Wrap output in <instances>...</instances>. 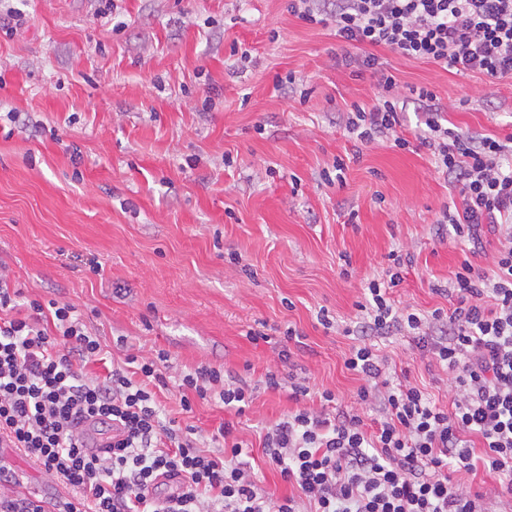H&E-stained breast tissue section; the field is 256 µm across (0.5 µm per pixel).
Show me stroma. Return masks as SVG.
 <instances>
[{"label":"stroma","instance_id":"stroma-1","mask_svg":"<svg viewBox=\"0 0 512 512\" xmlns=\"http://www.w3.org/2000/svg\"><path fill=\"white\" fill-rule=\"evenodd\" d=\"M362 55L288 0H0V270L23 300L75 307L107 354L94 373L162 350L173 380L201 365L249 382L274 370L354 408L360 382L344 360L355 339L342 330L369 280L391 251L410 252L397 299L448 310L432 287L463 259L436 235L460 196L414 139L411 89H431L463 132H512V77L491 84L384 50L410 146L356 141L345 120L373 105L378 80ZM339 159L342 182L325 183ZM291 327L304 344L285 362L278 342ZM375 344L450 408L434 358L404 336ZM157 398L204 446L234 422L260 487L290 493L263 454L267 429L297 407L287 390L258 391L238 418L216 397L188 414L176 388ZM0 455L27 490L63 495L19 450Z\"/></svg>","mask_w":512,"mask_h":512}]
</instances>
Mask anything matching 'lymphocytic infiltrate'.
Here are the masks:
<instances>
[{
	"instance_id": "f902f5d3",
	"label": "lymphocytic infiltrate",
	"mask_w": 512,
	"mask_h": 512,
	"mask_svg": "<svg viewBox=\"0 0 512 512\" xmlns=\"http://www.w3.org/2000/svg\"><path fill=\"white\" fill-rule=\"evenodd\" d=\"M288 10L310 24L332 19L336 34L356 47H383L408 60L473 71L488 80L512 75V0H289ZM396 79L380 74L371 108L355 109L345 128L363 143L392 138L402 110L392 95ZM423 145L458 188L461 206L443 214L450 238L483 247L485 232L505 237L489 269L462 260L451 312L420 315L398 306L391 294L402 282L411 254L391 252L384 273L369 281L359 336L345 360L362 383L357 403L376 416L365 422L338 405L332 391L321 408L288 413L266 433L270 467L294 489L283 497L261 490L241 462L245 448L223 423L222 455L199 450L194 427L174 428L163 417L157 389L167 388L157 364L165 353L127 368L92 373L102 347L71 305L38 301L19 315L20 291L0 274V432L12 437L47 476L69 486L55 512H492L512 499V133L465 135L445 126L433 91L416 88ZM397 333L412 337L448 372L451 408L433 403L408 377L383 374L373 340ZM221 384L226 409L244 414L253 394L223 384L219 369L199 367L182 377L179 404ZM104 427L106 448H89V431ZM485 470L496 486L464 488L455 473ZM12 465L0 459V512H44L21 492Z\"/></svg>"
}]
</instances>
